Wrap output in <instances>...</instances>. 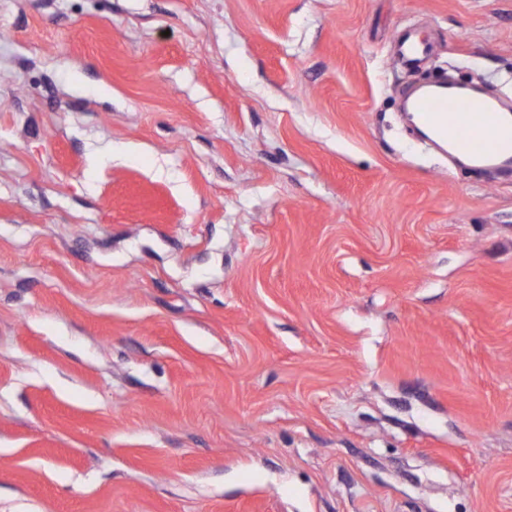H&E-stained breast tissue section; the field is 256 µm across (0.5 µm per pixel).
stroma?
Listing matches in <instances>:
<instances>
[{
	"label": "stroma",
	"mask_w": 512,
	"mask_h": 512,
	"mask_svg": "<svg viewBox=\"0 0 512 512\" xmlns=\"http://www.w3.org/2000/svg\"><path fill=\"white\" fill-rule=\"evenodd\" d=\"M449 75L512 101V0H0V512H512V174L398 120ZM431 52L430 44L412 30L401 33L397 40V53L402 64L408 67H420Z\"/></svg>",
	"instance_id": "35a3bbf8"
}]
</instances>
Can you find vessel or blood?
I'll list each match as a JSON object with an SVG mask.
<instances>
[{"instance_id":"vessel-or-blood-1","label":"vessel or blood","mask_w":512,"mask_h":512,"mask_svg":"<svg viewBox=\"0 0 512 512\" xmlns=\"http://www.w3.org/2000/svg\"><path fill=\"white\" fill-rule=\"evenodd\" d=\"M430 52V44L418 32L399 35L397 53L405 66L420 67ZM407 109L420 128L451 142H458L465 133L474 134L469 152L473 164L489 169L512 167V109L495 97H465L450 90L447 83L437 82L415 94Z\"/></svg>"}]
</instances>
